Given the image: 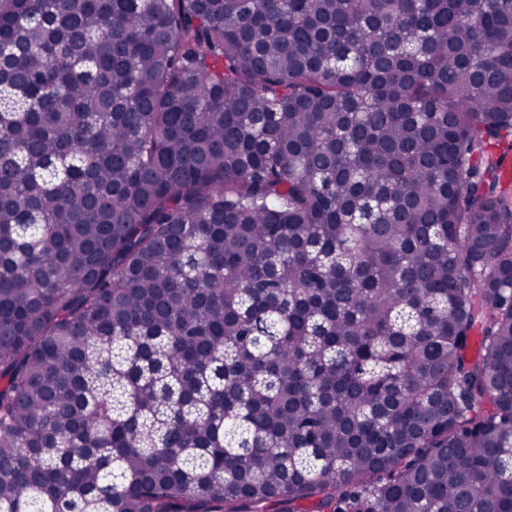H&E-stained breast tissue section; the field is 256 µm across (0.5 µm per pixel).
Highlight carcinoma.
I'll return each mask as SVG.
<instances>
[{"label":"carcinoma","instance_id":"obj_1","mask_svg":"<svg viewBox=\"0 0 512 512\" xmlns=\"http://www.w3.org/2000/svg\"><path fill=\"white\" fill-rule=\"evenodd\" d=\"M512 0H0V512H512Z\"/></svg>","mask_w":512,"mask_h":512}]
</instances>
